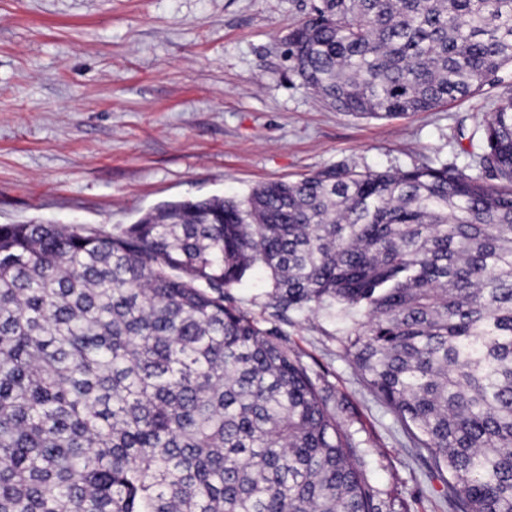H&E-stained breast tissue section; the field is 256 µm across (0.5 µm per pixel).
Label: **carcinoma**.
Instances as JSON below:
<instances>
[{
    "mask_svg": "<svg viewBox=\"0 0 512 512\" xmlns=\"http://www.w3.org/2000/svg\"><path fill=\"white\" fill-rule=\"evenodd\" d=\"M283 47L337 112H430L502 82L512 0H318ZM473 163L338 165L117 234L1 224L0 512H409L288 345L305 312L353 315L456 512H512V92ZM257 268L260 320L231 293Z\"/></svg>",
    "mask_w": 512,
    "mask_h": 512,
    "instance_id": "cac0c4a2",
    "label": "carcinoma"
}]
</instances>
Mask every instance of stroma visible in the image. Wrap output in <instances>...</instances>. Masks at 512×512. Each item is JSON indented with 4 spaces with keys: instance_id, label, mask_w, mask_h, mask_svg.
<instances>
[{
    "instance_id": "stroma-1",
    "label": "stroma",
    "mask_w": 512,
    "mask_h": 512,
    "mask_svg": "<svg viewBox=\"0 0 512 512\" xmlns=\"http://www.w3.org/2000/svg\"><path fill=\"white\" fill-rule=\"evenodd\" d=\"M313 0H0V224L116 233L158 204L245 196L348 163L466 165L499 86L431 112L359 119L289 73L283 40ZM348 323L293 317L288 343L372 445L374 480L451 512L441 474L364 386Z\"/></svg>"
}]
</instances>
